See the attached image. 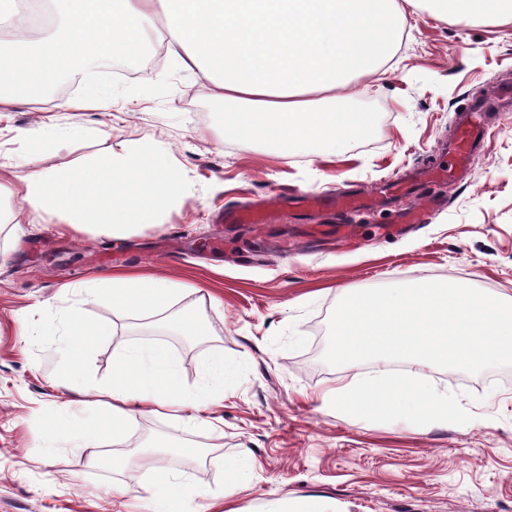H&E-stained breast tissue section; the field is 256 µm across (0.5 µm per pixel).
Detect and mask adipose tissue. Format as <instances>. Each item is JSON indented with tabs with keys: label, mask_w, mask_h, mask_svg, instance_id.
Returning a JSON list of instances; mask_svg holds the SVG:
<instances>
[{
	"label": "adipose tissue",
	"mask_w": 512,
	"mask_h": 512,
	"mask_svg": "<svg viewBox=\"0 0 512 512\" xmlns=\"http://www.w3.org/2000/svg\"><path fill=\"white\" fill-rule=\"evenodd\" d=\"M52 27L32 15L29 44L0 40V113L21 101L37 102L68 71L86 80L83 95L67 99L72 112H106L110 98L94 80L96 70L117 56L137 55L163 21L174 62L194 72L208 94L227 107L224 130L244 140L296 148L315 139L336 144L358 130L362 116L331 110L329 101L352 78L377 74L401 39L396 26L410 10L464 22L483 16L512 20V0H47ZM56 138L30 141L22 160L0 163V199L20 210L43 214L76 234L125 236L155 224L186 199V178L167 149L150 151L123 143L103 156L62 166H44L40 154ZM77 291L80 304L64 314L62 335L71 350L91 332L84 305L108 295L124 313L167 308L177 284L163 277L113 274L90 277ZM337 405L361 412H397L413 420L431 393L418 381L371 378L329 392ZM112 445L125 441L135 413L204 412L205 390H184L177 369L160 349L121 347L111 383L92 402Z\"/></svg>",
	"instance_id": "1"
}]
</instances>
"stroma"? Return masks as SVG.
Wrapping results in <instances>:
<instances>
[{
	"label": "stroma",
	"mask_w": 512,
	"mask_h": 512,
	"mask_svg": "<svg viewBox=\"0 0 512 512\" xmlns=\"http://www.w3.org/2000/svg\"><path fill=\"white\" fill-rule=\"evenodd\" d=\"M397 58L355 81L351 98L368 101L366 123L333 151L317 141L276 156L271 144L226 135L200 81L168 57L135 79L97 72L111 115L41 102L0 116V156L24 152L18 133L77 124L81 134L43 153V165L128 141L169 148L193 180L182 207L121 241L61 232L32 215L0 223V512H159L165 499L179 512H214L224 465L237 459L253 469L226 501L235 512L284 503L300 512L312 499L325 512H512V366L472 375L416 360L332 367L322 359L334 306L357 291L463 281L512 296V111L489 110L494 134L470 171L340 217L360 226L357 243L309 241L313 227L339 219L332 212L285 206L272 224L220 220L227 207L290 189L376 195L385 180L440 161L461 111L512 82V23L422 13L409 18ZM427 196L442 207L402 237L380 234ZM108 271L196 286L172 308L204 321L206 335L169 332L163 316H128L103 296L86 305V318L114 334L71 352L50 333L68 305L59 287ZM122 344L168 350L190 391L207 360L224 358V392L204 421L138 413L126 428L129 446L163 447L164 466L190 474L191 488L160 490L145 463L88 466L72 443L76 429L96 426L86 403L111 381ZM377 372H404L446 394L452 415L435 400L415 421L325 400L340 381Z\"/></svg>",
	"instance_id": "1"
}]
</instances>
